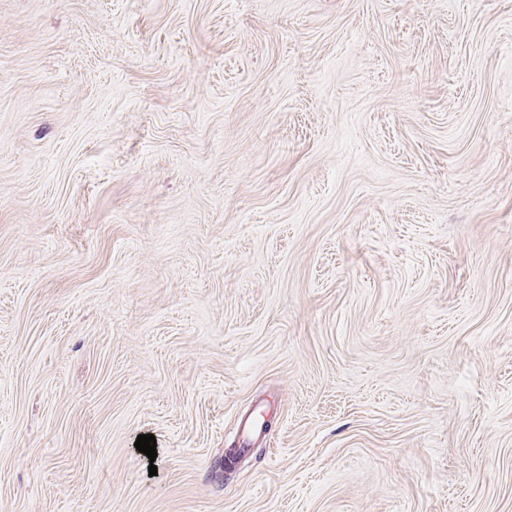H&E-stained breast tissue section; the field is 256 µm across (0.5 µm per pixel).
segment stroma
Here are the masks:
<instances>
[{
  "label": "stroma",
  "instance_id": "35a3bbf8",
  "mask_svg": "<svg viewBox=\"0 0 512 512\" xmlns=\"http://www.w3.org/2000/svg\"><path fill=\"white\" fill-rule=\"evenodd\" d=\"M0 512H512V0H0Z\"/></svg>",
  "mask_w": 512,
  "mask_h": 512
}]
</instances>
